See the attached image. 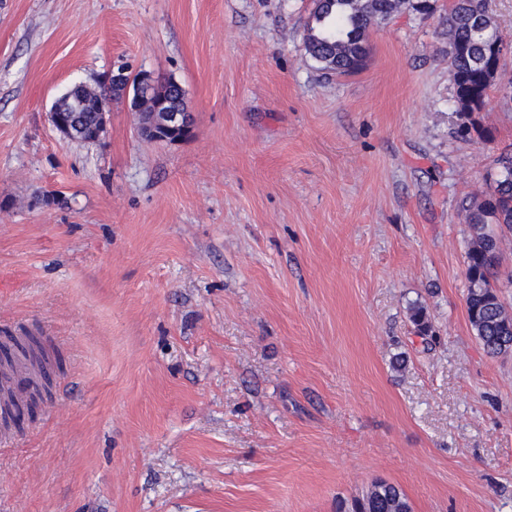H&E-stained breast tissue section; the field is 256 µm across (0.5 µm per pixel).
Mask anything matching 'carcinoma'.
<instances>
[{
    "mask_svg": "<svg viewBox=\"0 0 512 512\" xmlns=\"http://www.w3.org/2000/svg\"><path fill=\"white\" fill-rule=\"evenodd\" d=\"M489 2L453 0L443 21L448 64L454 75L453 112L462 120V131L468 128L471 115L486 107L489 88L504 56ZM409 4L411 0H316L307 25L306 52L318 69L328 74L354 73L366 63L370 29ZM70 92L79 107L75 120L89 130L100 104L125 94V87L114 84L97 92L75 82ZM462 208L473 230L466 252L467 317L485 353L497 357L512 352V311L497 291L501 237L512 232V156L501 158L500 170L487 191L464 199ZM410 320L417 335L431 333L424 307L412 306ZM352 512H411V505L398 486L375 481L354 499Z\"/></svg>",
    "mask_w": 512,
    "mask_h": 512,
    "instance_id": "carcinoma-1",
    "label": "carcinoma"
}]
</instances>
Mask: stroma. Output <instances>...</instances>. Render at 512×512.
<instances>
[{"label": "stroma", "instance_id": "stroma-1", "mask_svg": "<svg viewBox=\"0 0 512 512\" xmlns=\"http://www.w3.org/2000/svg\"><path fill=\"white\" fill-rule=\"evenodd\" d=\"M430 3L339 78L311 0H0V338L61 356L6 426L0 512H337L376 480L512 512V354L470 328L460 206L512 152V0L466 136ZM121 66L180 82L192 133L144 139L120 97L60 137L65 88Z\"/></svg>", "mask_w": 512, "mask_h": 512}]
</instances>
